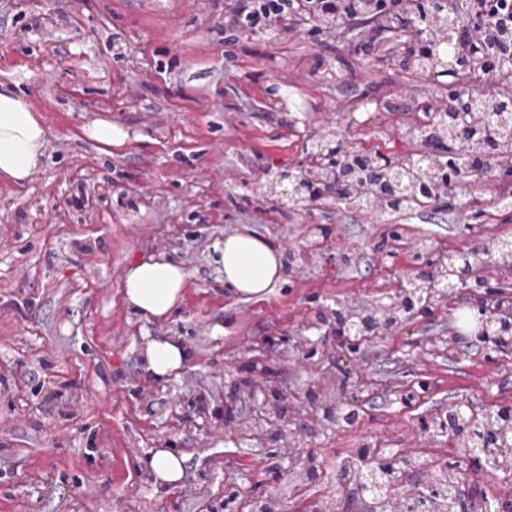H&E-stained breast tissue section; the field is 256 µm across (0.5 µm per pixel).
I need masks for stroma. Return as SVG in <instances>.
<instances>
[{
	"instance_id": "35a3bbf8",
	"label": "stroma",
	"mask_w": 512,
	"mask_h": 512,
	"mask_svg": "<svg viewBox=\"0 0 512 512\" xmlns=\"http://www.w3.org/2000/svg\"><path fill=\"white\" fill-rule=\"evenodd\" d=\"M405 33L229 31L224 0H0V84L46 129L32 175L0 178V512H317L355 448L456 460L457 441L425 421L512 407V347L471 341L468 289L354 350L336 332L337 312L397 302L452 252L478 253L477 274L512 303V265L488 250L512 240L497 205L512 177L474 175L452 205L407 212L330 193L284 209L272 194L275 172L300 175L333 136L440 161L404 128L454 79L412 69ZM95 119L124 143L91 139ZM243 229L283 254L258 300L210 262ZM158 256L187 271L185 297L148 319L123 276ZM168 337L188 362L158 381L143 356ZM346 407L356 423L333 426ZM159 448L185 458L176 486L147 466Z\"/></svg>"
}]
</instances>
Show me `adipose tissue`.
Wrapping results in <instances>:
<instances>
[{
    "label": "adipose tissue",
    "instance_id": "1",
    "mask_svg": "<svg viewBox=\"0 0 512 512\" xmlns=\"http://www.w3.org/2000/svg\"><path fill=\"white\" fill-rule=\"evenodd\" d=\"M45 135L25 99L0 85V176L16 183L27 179L41 161ZM212 261L225 284L248 299L263 298L281 278L275 249L247 230L217 242ZM186 278L178 262L164 257L131 263L124 278L126 300L145 317H166L182 303ZM186 360L180 342L153 340L147 345L143 368L151 377L165 380L176 375Z\"/></svg>",
    "mask_w": 512,
    "mask_h": 512
}]
</instances>
